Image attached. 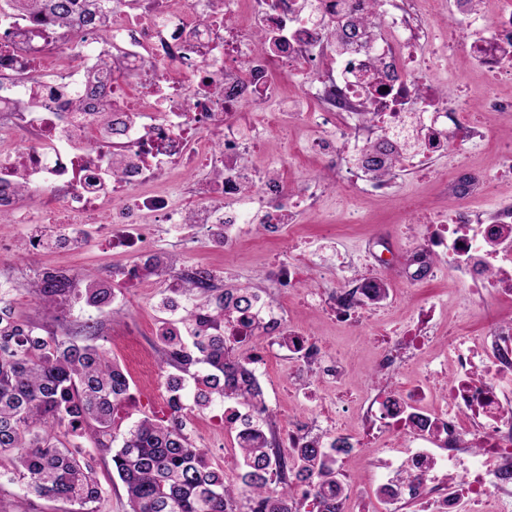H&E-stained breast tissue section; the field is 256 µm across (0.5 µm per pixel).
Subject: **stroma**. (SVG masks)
Wrapping results in <instances>:
<instances>
[{
    "label": "stroma",
    "mask_w": 512,
    "mask_h": 512,
    "mask_svg": "<svg viewBox=\"0 0 512 512\" xmlns=\"http://www.w3.org/2000/svg\"><path fill=\"white\" fill-rule=\"evenodd\" d=\"M435 80L444 89L464 90L473 104H480L488 92L508 97L512 87L494 85L490 75L474 63L464 59L449 61L447 70L438 72ZM475 126L486 134L470 150L464 151L454 162L441 159L433 162L425 176L400 172L396 175L399 192L383 195L367 190H351L323 177L313 161L289 170L288 178L296 190H310L315 194L312 208L300 211L293 239L306 256L333 259L335 273L332 279L313 277V288H331L351 282L362 273L381 271L387 293L395 301L372 312L363 335L353 336L344 331L335 318L323 312L292 303L291 320L311 332L330 347L346 367L341 380L317 379L311 388L328 403L347 408L350 418H357L365 397L376 390L390 386L394 378H416V364L395 367L393 371L375 372L373 361L378 346L387 335L402 332L416 323L421 310L431 312L430 324L436 343L424 353L433 370L447 372L448 363L440 343L458 325H465L471 336L482 339L487 317L512 319V301L494 294H472L468 288L454 281L448 272H437L418 288H410L406 275L413 241L405 235L406 227L423 232L424 211L434 203L447 209L467 208L484 216L493 215L505 200L512 199V175H498V156L512 147V117H501L491 112L472 115ZM310 125H285L281 131L267 134L260 150L250 154L251 164L268 169L279 165L280 156L302 151L314 134ZM482 173L481 183L469 195L456 194L454 186L473 173ZM35 224H13L0 221V241L10 244L17 255L11 263L0 265V283L11 284L7 300L17 316L28 319L45 330L59 334L78 335L87 319H96L99 326L97 342L107 349L130 377L132 399L120 411L123 426L151 416L164 418L167 407L158 398L166 386L157 364L162 342L159 329L164 316L159 309L161 295L158 285L149 283L126 291V300L96 311L84 301L74 300L59 310H48L34 295L37 274L42 267L63 269L79 281L111 279L113 268L127 263L126 255L100 248L87 250L52 249L37 255L23 251L26 238L40 234ZM153 238L160 251L172 254L181 261L219 270L220 288H258L266 285L265 272L283 253L285 240L269 228L251 227L227 252L204 247L203 232L192 231L182 235L171 231L168 225L152 227ZM149 358L151 372H142L134 360L135 354ZM266 402L277 416L278 432H285L289 420L306 421L312 413L300 405L288 381L287 367L268 365L258 374ZM187 433L198 447L203 448L214 467L223 470L226 478L239 473V450L233 429L225 427L214 413L191 415ZM96 476L107 492L100 505L101 512H130L125 487L113 468L112 454L98 451L94 454Z\"/></svg>",
    "instance_id": "obj_1"
}]
</instances>
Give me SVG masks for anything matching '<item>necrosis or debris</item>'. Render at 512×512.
I'll return each mask as SVG.
<instances>
[{"instance_id": "4bbe7bcc", "label": "necrosis or debris", "mask_w": 512, "mask_h": 512, "mask_svg": "<svg viewBox=\"0 0 512 512\" xmlns=\"http://www.w3.org/2000/svg\"><path fill=\"white\" fill-rule=\"evenodd\" d=\"M425 0H121L110 14L107 40L76 29L62 39L51 20L34 22L0 8V212L15 224H43L47 232L28 247L86 248L101 225L104 242L130 261L112 272V295L163 277V290L183 276L214 283L211 269L170 270L150 243L149 225L204 232V244L229 249L236 229L260 222L283 234L302 197L279 170L243 162L251 146L241 117L251 112L265 130L308 121L320 132L308 144L322 167L348 184L379 193L394 189L380 164L423 168L477 131L467 120L470 101L447 96L432 72L448 60L433 47L439 16ZM378 14L377 26L363 17ZM450 13L466 33L459 57L477 63L496 81L512 82V6L487 19L478 0H451ZM272 51L254 46L256 37ZM323 70L315 89L301 96L323 101L318 113L288 112L276 103L274 76L288 79ZM370 111V131L338 128L343 115ZM208 161L211 178L181 197L155 187L181 166ZM418 255L445 263L471 291L512 300V207L492 218L465 208L454 216L432 210ZM332 265L289 256L269 274L282 295L297 293L315 310L331 311L351 334L375 305L369 278L328 293L309 287V270ZM271 336H290L291 379L313 372L338 378L342 365L321 341L297 328L283 305L256 293L247 311L224 323L226 339L244 354L254 345V324ZM451 379L438 398L416 386L380 391L361 429L338 424L319 405L327 426L292 424L289 440L318 448L343 446L336 471L347 497L338 512H352L362 484L352 460L379 473L385 508L415 502L419 512H491L492 501L512 500V320H497L480 346L464 330L447 344Z\"/></svg>"}]
</instances>
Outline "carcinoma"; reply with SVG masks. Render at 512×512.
I'll use <instances>...</instances> for the list:
<instances>
[{"label": "carcinoma", "mask_w": 512, "mask_h": 512, "mask_svg": "<svg viewBox=\"0 0 512 512\" xmlns=\"http://www.w3.org/2000/svg\"><path fill=\"white\" fill-rule=\"evenodd\" d=\"M110 0H8L31 17H50L59 27L78 23L109 33ZM182 292L201 298L188 305V336L161 335L159 370L172 392L168 416L143 417L117 434L116 418L131 399L126 374L94 343L95 325L82 341L42 329L14 314L0 291V482L99 512L105 490L80 438L96 449L120 446L112 455L126 487L131 512H297L299 482L318 500L320 512H336L346 490L336 478L335 458L310 442L285 453L248 358L224 338V320L248 307L247 288L222 289L184 280ZM82 299L98 310L112 302V288L90 280L82 288H43L38 301L59 309ZM228 403L252 407L258 425L240 442L238 480L213 469L206 452L186 433V418Z\"/></svg>", "instance_id": "cac0c4a2"}]
</instances>
